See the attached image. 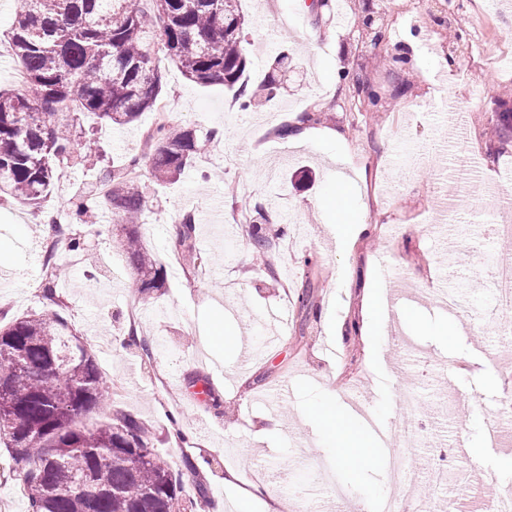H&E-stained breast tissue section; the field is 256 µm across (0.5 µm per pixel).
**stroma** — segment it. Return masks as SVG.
I'll return each instance as SVG.
<instances>
[{
  "instance_id": "obj_1",
  "label": "stroma",
  "mask_w": 512,
  "mask_h": 512,
  "mask_svg": "<svg viewBox=\"0 0 512 512\" xmlns=\"http://www.w3.org/2000/svg\"><path fill=\"white\" fill-rule=\"evenodd\" d=\"M309 2L242 0L250 84L276 56L293 59L286 91L258 110L241 111L223 84L200 86L164 66L160 101L169 122L201 136L224 131L178 180L160 186L146 170L138 180L148 197L141 232L164 269V288L142 301L133 270L112 247L117 226L107 210L98 224H72L75 248L54 240L40 210L0 199V252L8 257L0 318L43 311L38 275L44 245L55 241L65 271L56 288L62 313L105 379L104 402L83 424L117 408L140 418L155 452L181 473L187 498L205 497L194 512H323L335 498L342 512H379L395 489L393 469L384 461L336 465L331 436L311 418L315 406H343L352 391L364 436L375 423L392 435L413 433L404 457L417 472L412 501L427 512H448L452 499L489 512L487 488L512 487V440L491 445L484 435L489 414L512 395V344L503 340L507 323L493 288L498 257L512 256V235L491 230L496 215L481 187L512 177V139L499 143L492 131L499 112L512 108V66L499 59L512 50V0H330L317 15ZM305 115L340 130L343 143L288 145L280 128ZM155 125L152 111L121 129L84 121L75 147L88 162L65 168L47 206L71 212L78 188L139 153ZM471 161L479 180L458 183L457 169ZM341 169L354 178L348 219L366 227L344 246L330 207ZM443 177L456 189L451 211L438 188ZM258 206L286 228L277 254L285 273L274 280L245 233ZM186 213L195 218L200 268L183 264L176 246ZM308 282L313 298L304 308ZM444 286L461 312L441 304ZM394 294L412 299L396 324L381 313ZM366 298L377 311L362 337L351 327L361 323ZM218 306L235 347L202 342ZM283 308L288 327L265 349L268 317ZM133 310L153 341L151 357L127 334ZM286 385L280 428L263 435L274 418L264 394ZM411 391L416 401L401 403ZM452 406L459 421L448 419ZM460 435L463 454L453 449ZM446 448L452 469L472 471L481 485H431L428 465Z\"/></svg>"
}]
</instances>
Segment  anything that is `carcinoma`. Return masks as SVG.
<instances>
[{
    "instance_id": "cac0c4a2",
    "label": "carcinoma",
    "mask_w": 512,
    "mask_h": 512,
    "mask_svg": "<svg viewBox=\"0 0 512 512\" xmlns=\"http://www.w3.org/2000/svg\"><path fill=\"white\" fill-rule=\"evenodd\" d=\"M21 0L8 40L26 73L20 89L0 90V196L40 207L75 156L81 118L125 125L156 108L160 62L174 64L199 85L236 90L243 106L268 102L281 88L288 56L274 60L264 81L243 82L241 0ZM203 144L196 130L168 122L149 133V151L112 168L106 196H80L76 214L107 208L122 225L115 247L137 275L140 294L164 284L163 270L142 244L139 218L145 193L130 174L147 161L156 182L175 180L193 165ZM257 223L250 243L270 276L280 229ZM180 245L189 262L196 224L183 217ZM51 268L42 285L46 311L0 325V446L13 464L29 465L24 491L30 512H187L180 478L154 453L149 430L118 411L93 428L76 419L95 409L103 378L95 356L57 311ZM99 480L108 490L92 498L78 482Z\"/></svg>"
}]
</instances>
